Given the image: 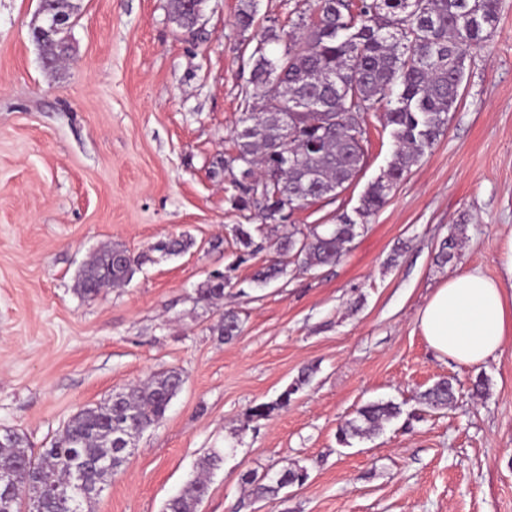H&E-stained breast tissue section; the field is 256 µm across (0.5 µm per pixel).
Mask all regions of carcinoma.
<instances>
[{
    "label": "carcinoma",
    "mask_w": 512,
    "mask_h": 512,
    "mask_svg": "<svg viewBox=\"0 0 512 512\" xmlns=\"http://www.w3.org/2000/svg\"><path fill=\"white\" fill-rule=\"evenodd\" d=\"M500 0H315L314 8L295 10L292 29L277 21L263 27L251 54L253 60L244 103L247 116L236 133V153L220 161L233 178V209L261 211L265 234L256 241L243 224L231 232L242 253L253 255L273 242L279 255H291L305 269L332 265L341 259L368 219L381 209L405 174L419 162L448 125V116L461 98L466 51L484 47L493 37ZM256 0H246L238 26L249 30L254 23ZM288 113L283 127L282 113ZM380 113L383 129L390 130L395 150L387 169L369 184L353 214H341L324 229L314 226L279 234L285 218L309 204L336 197L363 166L367 130L364 117ZM290 137L293 153L278 158L283 139ZM460 221L439 248L438 261H452L465 238ZM143 259L120 245L97 250L77 276L76 290L85 298L106 286L128 282ZM286 273V265L273 259L257 270L253 281L267 284ZM200 298L213 302L224 297V281L207 280L198 289ZM218 330L232 340L240 331L237 314L224 312ZM310 372L289 385L271 403H260L251 416L262 418L288 407ZM182 376L175 370L153 375L147 382L122 390L120 399L87 407L75 414L52 447L34 454L16 433L0 446V471L14 474V492L0 502V512H24L35 506L58 512L60 494L70 490L77 471L92 459L112 454V429L124 423L143 431L164 416L180 390ZM421 404L441 409L455 400L453 385L441 379L420 394ZM400 414L391 401H373L360 407L356 417L336 432L344 446L355 438L378 432ZM223 456L208 455L202 474L169 498L163 512H197L208 492L207 473L218 468ZM112 475L100 470L90 476L93 489L78 498V512H89ZM284 483L249 472L243 476L257 499L274 500L290 486H302L308 469L282 472Z\"/></svg>",
    "instance_id": "obj_1"
}]
</instances>
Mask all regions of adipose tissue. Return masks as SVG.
I'll list each match as a JSON object with an SVG mask.
<instances>
[{
	"label": "adipose tissue",
	"instance_id": "obj_1",
	"mask_svg": "<svg viewBox=\"0 0 512 512\" xmlns=\"http://www.w3.org/2000/svg\"><path fill=\"white\" fill-rule=\"evenodd\" d=\"M419 326L440 356L483 364L512 338V291L477 270L449 277L421 310Z\"/></svg>",
	"mask_w": 512,
	"mask_h": 512
}]
</instances>
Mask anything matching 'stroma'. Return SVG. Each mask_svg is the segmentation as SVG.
<instances>
[{"mask_svg": "<svg viewBox=\"0 0 512 512\" xmlns=\"http://www.w3.org/2000/svg\"><path fill=\"white\" fill-rule=\"evenodd\" d=\"M297 2L258 0L244 32L243 0H208L194 38L170 0H78L72 57L51 70L31 37L38 0H0V434L49 447L81 409L174 369L184 382L164 418L90 512H163L215 451L224 461L199 512H512V340L463 366L418 323L450 276L512 285V0L488 46L469 49L446 131L351 249L259 285L274 250L238 260L230 229L262 215L232 208V176L215 162L233 150L266 18L288 22ZM365 123L363 168L336 202L296 212L299 227L352 212L387 168L391 137L377 115ZM462 221L456 259L437 263ZM172 236L188 242L180 255L157 249ZM108 244L147 260L125 286L82 297L77 271ZM216 272L224 297L209 303L198 290ZM227 310L241 326L229 342L217 331ZM307 368L288 408L250 418ZM441 379L453 405L424 408L420 393ZM377 400L400 416L338 445L339 426ZM298 466L307 483L272 502L241 482Z\"/></svg>", "mask_w": 512, "mask_h": 512, "instance_id": "stroma-1", "label": "stroma"}]
</instances>
